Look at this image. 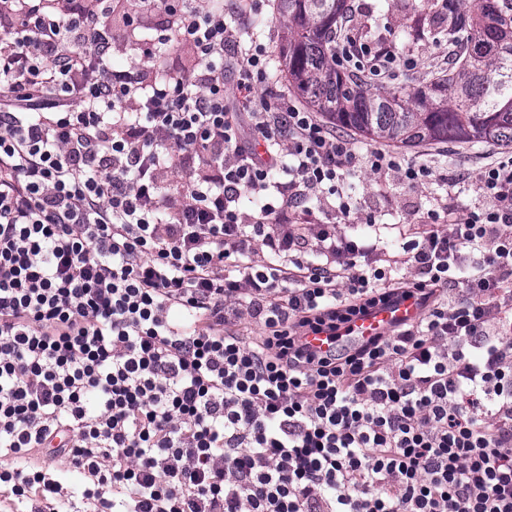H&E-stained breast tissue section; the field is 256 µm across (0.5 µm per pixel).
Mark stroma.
Masks as SVG:
<instances>
[{
	"label": "stroma",
	"mask_w": 512,
	"mask_h": 512,
	"mask_svg": "<svg viewBox=\"0 0 512 512\" xmlns=\"http://www.w3.org/2000/svg\"><path fill=\"white\" fill-rule=\"evenodd\" d=\"M348 5L351 16L348 34L352 40L363 43V27L375 23L386 28L385 44L392 52L417 60L416 70L399 72L397 85L415 88L434 67L447 64V43H436L428 37L417 38L400 0H348ZM137 9L136 0H116L112 13L104 19L105 25L112 29L114 66L127 67L139 62L137 52L127 43V30L123 24L124 16ZM500 153V148L492 144L407 148L403 151L406 158L428 164L437 172L451 173L460 179V186L448 189L432 183L412 187L394 172L377 176L359 171L348 176V191L360 215L371 214L386 223L387 228L382 232L383 245L394 256L399 252L401 239L417 238L422 229L420 219L427 211L445 208L462 211L477 207L476 177L481 168Z\"/></svg>",
	"instance_id": "1"
}]
</instances>
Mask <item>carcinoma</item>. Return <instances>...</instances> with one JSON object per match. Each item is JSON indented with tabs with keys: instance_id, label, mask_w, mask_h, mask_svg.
<instances>
[{
	"instance_id": "cac0c4a2",
	"label": "carcinoma",
	"mask_w": 512,
	"mask_h": 512,
	"mask_svg": "<svg viewBox=\"0 0 512 512\" xmlns=\"http://www.w3.org/2000/svg\"><path fill=\"white\" fill-rule=\"evenodd\" d=\"M280 36L273 75L335 128L401 147L512 148V0H434L413 28L448 42V68L408 91H372L336 65L346 0H274Z\"/></svg>"
}]
</instances>
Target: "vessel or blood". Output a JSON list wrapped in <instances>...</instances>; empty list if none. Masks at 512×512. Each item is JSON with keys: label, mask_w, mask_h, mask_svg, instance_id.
<instances>
[{"label": "vessel or blood", "mask_w": 512, "mask_h": 512, "mask_svg": "<svg viewBox=\"0 0 512 512\" xmlns=\"http://www.w3.org/2000/svg\"><path fill=\"white\" fill-rule=\"evenodd\" d=\"M421 308L416 298L409 297L369 309L340 326L336 332L309 334L305 341L314 350L326 351L340 344H352L387 334L396 326L419 320Z\"/></svg>", "instance_id": "b4317fda"}]
</instances>
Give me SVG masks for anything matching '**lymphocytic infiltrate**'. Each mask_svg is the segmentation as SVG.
Segmentation results:
<instances>
[{
  "label": "lymphocytic infiltrate",
  "mask_w": 512,
  "mask_h": 512,
  "mask_svg": "<svg viewBox=\"0 0 512 512\" xmlns=\"http://www.w3.org/2000/svg\"><path fill=\"white\" fill-rule=\"evenodd\" d=\"M112 0H0V496L30 512H512V156L387 256L325 223L356 153L222 0H166L191 67L113 68ZM386 77L414 59L336 44ZM237 92L228 100L225 78ZM287 179H280V171ZM267 253L257 262L258 253ZM396 296L422 314L310 351ZM261 336L235 333L242 320ZM69 465L58 478L39 452Z\"/></svg>",
  "instance_id": "lymphocytic-infiltrate-1"
}]
</instances>
